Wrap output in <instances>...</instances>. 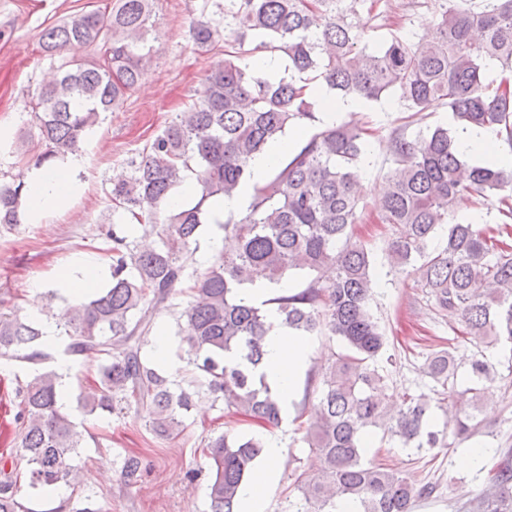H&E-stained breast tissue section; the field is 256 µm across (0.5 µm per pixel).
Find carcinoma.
Instances as JSON below:
<instances>
[{
  "label": "carcinoma",
  "instance_id": "obj_1",
  "mask_svg": "<svg viewBox=\"0 0 512 512\" xmlns=\"http://www.w3.org/2000/svg\"><path fill=\"white\" fill-rule=\"evenodd\" d=\"M365 2L224 0L221 22L192 25L190 36L200 49L224 40V62L210 69L199 100L156 136L130 177L112 184V201L159 241L141 248L112 232L109 287L61 315L69 337L64 354L100 356L99 381L81 398L87 414L133 408L155 436H176L199 382L227 409L277 425L281 408L254 378L264 357L267 312L246 303L240 290L257 280L279 283L293 271L333 270L331 278L317 276L297 292L270 299L289 328L307 336L324 330L343 344L332 352L309 409L306 441L323 468L319 475L298 476L302 498L293 512H310L313 505L317 512H334L340 498L358 502L359 512H411L433 487L364 460V435L381 428L405 447L449 448L448 438L465 441L479 429L484 382L492 380L489 365L473 360L468 397L450 404L452 416L441 431L426 429L425 396H408L396 411L387 402L388 375L379 364L387 337L370 310L375 261L354 236L368 129L323 123L285 154L272 176L252 182L257 154L298 122L317 121L320 101L307 82L318 78L341 96L363 101L395 92L413 112L442 100L454 126L493 128L512 148V0H444L434 39L394 37L374 52L361 45ZM149 21L150 0H115L107 14H77L43 32L47 53L80 47L91 54L68 60L39 93L35 108L47 151L36 167L75 151L101 115L134 91L153 50L145 39ZM276 53L288 58V68L269 78L262 56ZM493 61L502 69L496 85L483 77ZM392 147L387 192L377 207V220L394 235L391 271L428 289L437 310L461 322V335L479 344L512 345V205L499 210L507 220L493 226L453 221L455 203L465 197L501 204L512 198V169L468 165L442 127L415 138L399 134ZM187 171L198 201L167 208ZM246 183L252 192L247 212L224 220L237 249L221 254L188 287L180 319L191 330L194 379L174 384L143 353L155 315L168 307L184 278L204 204ZM25 195L23 181L0 182V224L21 222ZM439 232L442 248L429 249ZM233 351L240 357L235 363L225 359ZM0 359L37 366L52 354L38 325L16 310H1ZM456 371L450 347L427 357L426 373L438 383L447 384ZM61 379L54 370L38 372L16 390V459L26 464L33 489L79 482L72 461L85 434L58 405ZM264 448L256 434L226 433L208 441L211 512H239V487ZM17 479L12 472L0 474V512H25ZM477 508L512 512V451L489 470Z\"/></svg>",
  "mask_w": 512,
  "mask_h": 512
}]
</instances>
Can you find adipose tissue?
<instances>
[{"label": "adipose tissue", "instance_id": "1", "mask_svg": "<svg viewBox=\"0 0 512 512\" xmlns=\"http://www.w3.org/2000/svg\"><path fill=\"white\" fill-rule=\"evenodd\" d=\"M454 137L464 157L512 167V149L501 146L492 129H458ZM77 162L76 156L68 155L26 173L25 211L39 215L59 208L71 194L70 174ZM267 322L264 361L256 369L255 378L268 387L282 412L287 413L292 408L296 382L311 359V339L283 325L276 312H269ZM284 461L285 452L278 442L267 441L255 475L242 489L240 512H266L265 493L278 477Z\"/></svg>", "mask_w": 512, "mask_h": 512}]
</instances>
